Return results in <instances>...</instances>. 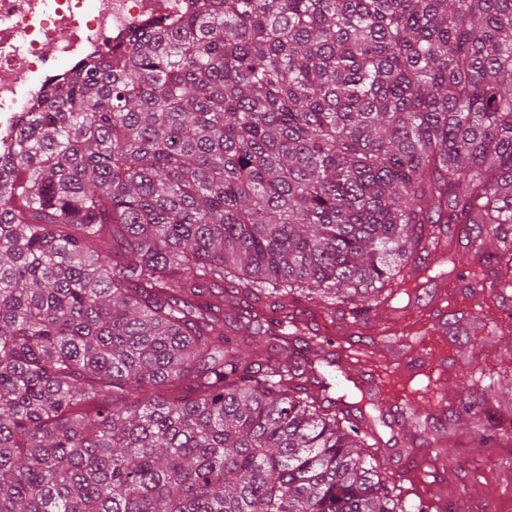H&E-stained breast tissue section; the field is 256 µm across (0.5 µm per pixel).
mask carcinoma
<instances>
[{"label":"carcinoma","mask_w":512,"mask_h":512,"mask_svg":"<svg viewBox=\"0 0 512 512\" xmlns=\"http://www.w3.org/2000/svg\"><path fill=\"white\" fill-rule=\"evenodd\" d=\"M435 215L512 288V0H188L80 64L0 165V512H407L253 324L396 295Z\"/></svg>","instance_id":"cac0c4a2"}]
</instances>
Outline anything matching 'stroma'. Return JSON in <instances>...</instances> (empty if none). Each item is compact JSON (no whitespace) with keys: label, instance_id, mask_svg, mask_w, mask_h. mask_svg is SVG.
I'll use <instances>...</instances> for the list:
<instances>
[{"label":"stroma","instance_id":"1","mask_svg":"<svg viewBox=\"0 0 512 512\" xmlns=\"http://www.w3.org/2000/svg\"><path fill=\"white\" fill-rule=\"evenodd\" d=\"M440 231L446 252L420 263L413 298H390L357 313L301 297L289 312L305 335L333 338L336 359L346 360L355 381L380 378L394 390L389 404L359 424L375 444L381 472L408 505L436 498L446 512H512V415L500 407L512 398V299L491 288L495 244L477 249L472 235L453 224ZM444 285L448 308L441 313L436 299ZM424 337L432 347L422 355ZM418 358L423 369L414 374L395 366ZM433 389L445 412L416 420L402 413L404 399ZM476 390L485 394L482 438L451 417Z\"/></svg>","mask_w":512,"mask_h":512}]
</instances>
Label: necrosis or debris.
I'll return each instance as SVG.
<instances>
[{
  "instance_id": "necrosis-or-debris-1",
  "label": "necrosis or debris",
  "mask_w": 512,
  "mask_h": 512,
  "mask_svg": "<svg viewBox=\"0 0 512 512\" xmlns=\"http://www.w3.org/2000/svg\"><path fill=\"white\" fill-rule=\"evenodd\" d=\"M184 0H0V158L17 122L70 66L134 28L179 15Z\"/></svg>"
}]
</instances>
